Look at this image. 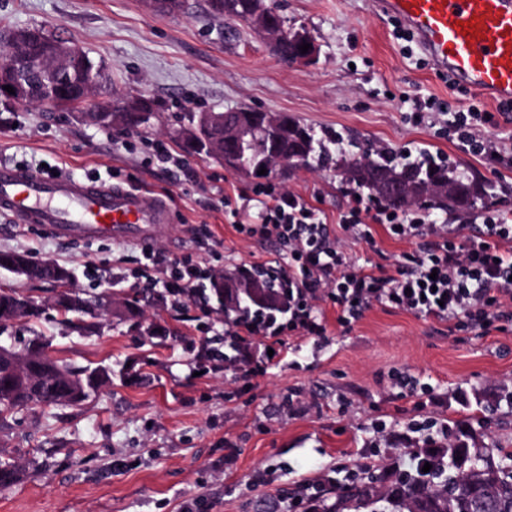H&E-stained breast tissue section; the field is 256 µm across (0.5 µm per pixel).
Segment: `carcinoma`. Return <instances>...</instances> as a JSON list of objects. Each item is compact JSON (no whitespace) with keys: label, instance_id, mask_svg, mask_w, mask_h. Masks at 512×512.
<instances>
[{"label":"carcinoma","instance_id":"1","mask_svg":"<svg viewBox=\"0 0 512 512\" xmlns=\"http://www.w3.org/2000/svg\"><path fill=\"white\" fill-rule=\"evenodd\" d=\"M254 8V0H219V6H210L211 11L228 21L245 23ZM56 40L48 37L32 46L20 43L16 52L20 55L31 53L49 55L55 49ZM104 72L101 64L88 55L59 74L60 86L71 98L60 103V107L72 110L79 107L72 95L87 81L90 72ZM153 107L145 112H89L87 117L97 125L106 127L117 121L130 131L146 128L151 120ZM336 154L327 150L322 138L309 126L295 123L293 132L277 135L258 134L244 145L233 146L224 143V134L215 129L192 141H181L188 154H204L219 162L224 151L238 149L245 162L256 168L267 165L272 153L290 154L305 146V168H323L333 164L342 181L348 186L367 189L366 176L388 174L404 186L426 184L434 188L433 195L425 206L458 212L473 209L477 203H490V197H479L465 171L458 166L438 164L427 153L412 160L410 155L389 154L372 149L362 143L338 137ZM452 185L460 194V202L452 207L444 204L439 189ZM8 268L21 274L29 281L51 282L62 278L65 270L54 265L50 268L31 261L23 252H1L0 269ZM246 291H259V298L245 297L237 306L224 309V314L242 313L250 309L269 308L274 303V289L266 281L252 278L236 281ZM54 306L62 314V323L72 333L87 336L95 331L97 318L103 305L100 298L77 291L58 293ZM39 306L27 295L13 290H0V337H13L17 331H27L28 344L38 348L45 358H50L47 348L49 339L28 324L38 317ZM15 347L0 344V420L35 406H52L65 403L60 389L67 386L78 388L83 399H88L100 388L98 378L106 374L112 380V368L76 366L71 363L33 361L38 367L34 376H19L14 364ZM432 465L429 472L422 470L404 471L392 481H385L377 475L369 479L336 486L334 501L324 503L320 512H512V447L506 448L496 442L487 443L477 435L471 424L448 422V447L431 449L417 448ZM21 480L18 467L0 463V489L16 485Z\"/></svg>","mask_w":512,"mask_h":512}]
</instances>
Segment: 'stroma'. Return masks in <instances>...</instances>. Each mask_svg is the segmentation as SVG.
Segmentation results:
<instances>
[{"label":"stroma","mask_w":512,"mask_h":512,"mask_svg":"<svg viewBox=\"0 0 512 512\" xmlns=\"http://www.w3.org/2000/svg\"><path fill=\"white\" fill-rule=\"evenodd\" d=\"M289 30L319 46L310 64L288 66L249 25L213 18L207 0H185L172 14L147 0H0V33L34 29L86 50L102 63L112 90L154 103L148 128L130 132L89 122L84 113L0 100V162L46 164L87 182L105 181L163 198L170 221L151 250L192 258L203 271L277 260L276 246L244 238L224 195L253 180L199 155L184 170L154 158L158 145L178 150L187 113L250 107L284 112L315 130L350 134L388 151L443 156L470 178L491 184L495 207L512 209V168H495L460 145L409 121L401 96L445 103L496 105L445 80L429 62L403 52L393 19L373 14L369 0H272ZM299 193L337 224L352 190L334 169L272 178ZM374 244L344 237L356 267L368 269L409 250L374 226ZM27 251L71 274L73 289L123 298L140 293L147 260L136 244L114 239L64 241L40 224H14L0 214V250ZM16 288L40 306L37 330L54 357L80 366H109L110 384L77 405L24 411L0 422V460L19 464L23 479L0 491V512H184L203 500L207 512H257L261 501L288 504L309 481L344 480L378 458L401 469L404 451L368 446L375 421L401 430L422 416L463 420L512 391V332L449 334L445 324L373 306L343 328L322 302L327 334L284 335L286 351L246 375L245 364L215 366L202 342L223 332L224 317L203 315L197 297L173 302L157 283L144 334L133 323L104 322L100 333L68 335L51 305L52 283H32L0 269V289ZM302 410L288 414L289 396Z\"/></svg>","instance_id":"1"}]
</instances>
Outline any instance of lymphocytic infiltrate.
<instances>
[{"instance_id": "lymphocytic-infiltrate-1", "label": "lymphocytic infiltrate", "mask_w": 512, "mask_h": 512, "mask_svg": "<svg viewBox=\"0 0 512 512\" xmlns=\"http://www.w3.org/2000/svg\"><path fill=\"white\" fill-rule=\"evenodd\" d=\"M432 109L445 116L438 136L488 163L512 166V155L479 131L480 126L493 123L495 114L511 113L512 103L499 104L492 114L474 105L452 111L436 98L417 99L410 114L412 123L423 124ZM254 193L260 198L259 209H252L251 199L243 198L232 210L235 228L251 238L275 241L283 251L286 262L278 271L288 290V310L282 322L270 327L244 319L225 325L226 333L240 337L243 358H250L254 345H268L286 332L324 336L326 320L318 309L324 300L336 306V321L344 327L376 304L447 323L452 333L502 331L512 323L511 209H484L477 215L483 226L480 236L465 238L461 225L429 223L419 210L375 209L363 194H354L351 208L339 220L342 233L370 244L372 227L380 224L391 238L414 245L393 263L364 270L346 256L340 235L331 233L324 212L304 197L271 185L256 187ZM148 260L166 276L168 292L175 297L195 291L202 277L198 266L188 260L172 262L155 253ZM391 438L407 447L405 464L411 469L420 463L412 445L422 441L447 447L448 424L434 420L407 426L396 435L382 428L373 432L374 445Z\"/></svg>"}]
</instances>
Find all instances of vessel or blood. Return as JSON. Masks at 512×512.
Segmentation results:
<instances>
[{"label":"vessel or blood","mask_w":512,"mask_h":512,"mask_svg":"<svg viewBox=\"0 0 512 512\" xmlns=\"http://www.w3.org/2000/svg\"><path fill=\"white\" fill-rule=\"evenodd\" d=\"M399 21L434 68L497 103L512 101V0H373ZM475 22L474 35L456 22ZM0 213L58 237L125 240L150 248L170 219L167 202L140 191L0 164Z\"/></svg>","instance_id":"b4317fda"}]
</instances>
